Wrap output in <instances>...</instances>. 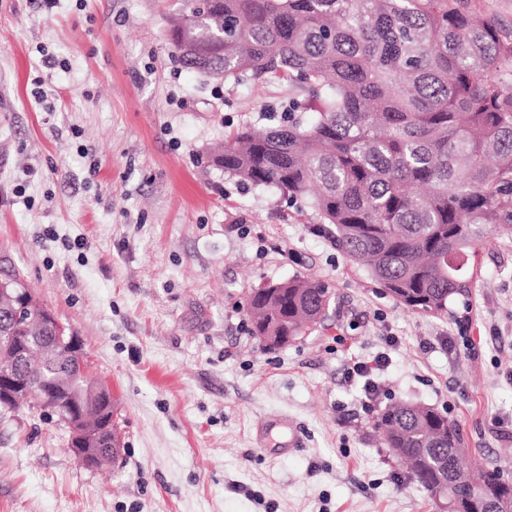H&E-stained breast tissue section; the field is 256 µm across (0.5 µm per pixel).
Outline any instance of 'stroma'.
I'll list each match as a JSON object with an SVG mask.
<instances>
[{
    "label": "stroma",
    "mask_w": 512,
    "mask_h": 512,
    "mask_svg": "<svg viewBox=\"0 0 512 512\" xmlns=\"http://www.w3.org/2000/svg\"><path fill=\"white\" fill-rule=\"evenodd\" d=\"M179 7L0 0V260L79 336L124 443L91 470L58 419L0 413V512H437L374 427L396 401L445 413L469 465L512 479V236L488 234L447 314L397 303L313 209L211 163L298 93L183 68ZM296 276L331 304L267 349L247 295ZM383 353L368 415L347 370ZM271 415L288 425L257 444Z\"/></svg>",
    "instance_id": "1"
}]
</instances>
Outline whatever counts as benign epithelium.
I'll list each match as a JSON object with an SVG mask.
<instances>
[{"mask_svg":"<svg viewBox=\"0 0 512 512\" xmlns=\"http://www.w3.org/2000/svg\"><path fill=\"white\" fill-rule=\"evenodd\" d=\"M36 305V297L26 288L0 289V310L20 327L31 321ZM39 320L43 328L54 332V335L41 337L37 345L32 343L29 336L3 337L6 344L12 346L11 356L0 359V403L5 407L19 408L23 402L30 400L33 387L20 381L19 375L22 369L35 365L33 355L60 364L64 361V355L58 343L64 339L69 343L77 341L73 331L59 322L54 314L45 313L39 316ZM42 411L50 416H58L67 425L71 434L70 449L86 467L98 469L120 455V434L115 432L107 442H102L84 410L45 402Z\"/></svg>","mask_w":512,"mask_h":512,"instance_id":"1","label":"benign epithelium"}]
</instances>
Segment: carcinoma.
Segmentation results:
<instances>
[{"label":"carcinoma","instance_id":"obj_1","mask_svg":"<svg viewBox=\"0 0 512 512\" xmlns=\"http://www.w3.org/2000/svg\"><path fill=\"white\" fill-rule=\"evenodd\" d=\"M181 2L170 37L184 68L282 79L302 96L280 123L224 141L214 164L307 200L335 247L400 304L442 315L468 296L486 227L512 234V24L475 20L473 0ZM329 304L316 281L255 288L253 335L284 346ZM58 376L53 400L106 426L81 352ZM376 425L432 499L479 509L493 496L512 509L498 473L464 469L460 429L435 408L395 403Z\"/></svg>","mask_w":512,"mask_h":512}]
</instances>
